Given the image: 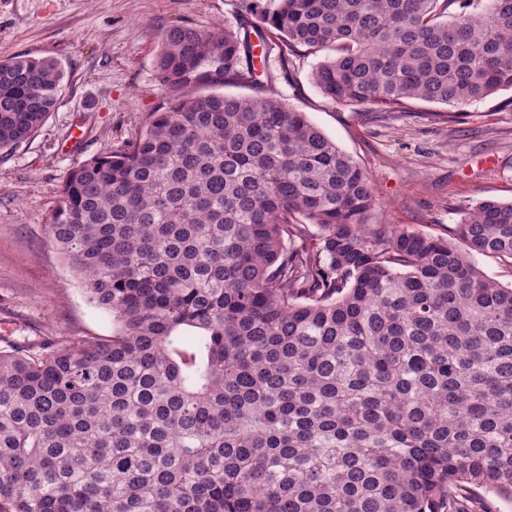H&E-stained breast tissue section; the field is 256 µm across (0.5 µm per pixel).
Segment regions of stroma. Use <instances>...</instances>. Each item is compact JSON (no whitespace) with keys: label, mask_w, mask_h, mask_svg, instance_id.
<instances>
[{"label":"stroma","mask_w":512,"mask_h":512,"mask_svg":"<svg viewBox=\"0 0 512 512\" xmlns=\"http://www.w3.org/2000/svg\"><path fill=\"white\" fill-rule=\"evenodd\" d=\"M239 0H0V58H54L65 77L44 126L0 154V349L43 338L108 336L83 277L48 234L70 170L136 139L165 101L159 33L235 25ZM328 50L292 58L277 93L371 175L374 224L451 237L463 207L512 200V92L455 109L415 101L395 112L326 98L312 72ZM456 122H449V115ZM495 157L487 167L486 157Z\"/></svg>","instance_id":"35a3bbf8"}]
</instances>
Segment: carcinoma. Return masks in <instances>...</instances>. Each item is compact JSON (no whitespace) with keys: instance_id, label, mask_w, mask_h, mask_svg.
<instances>
[{"instance_id":"obj_1","label":"carcinoma","mask_w":512,"mask_h":512,"mask_svg":"<svg viewBox=\"0 0 512 512\" xmlns=\"http://www.w3.org/2000/svg\"><path fill=\"white\" fill-rule=\"evenodd\" d=\"M242 0L173 25L166 102L75 165L52 241L112 335L0 350V512H477L512 500V201L454 240L370 224L367 171L273 91L289 54L341 105L512 90V0ZM64 72L0 60V151ZM232 85L261 95L217 92ZM476 262L487 276L503 284H510L512 282V269L506 262L485 256H478Z\"/></svg>"}]
</instances>
